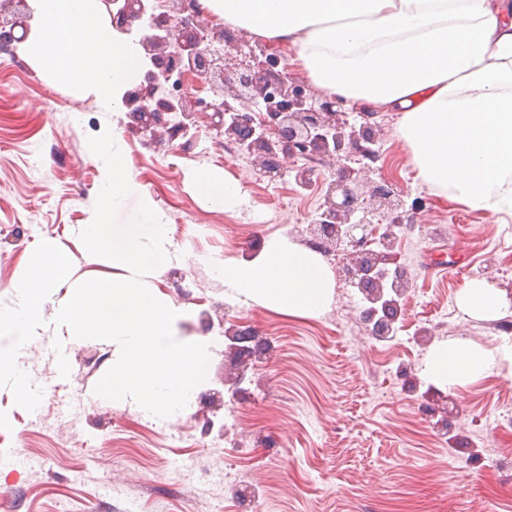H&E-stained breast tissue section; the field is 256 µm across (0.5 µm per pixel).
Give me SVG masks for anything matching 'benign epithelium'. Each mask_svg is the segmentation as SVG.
Masks as SVG:
<instances>
[{
    "label": "benign epithelium",
    "mask_w": 512,
    "mask_h": 512,
    "mask_svg": "<svg viewBox=\"0 0 512 512\" xmlns=\"http://www.w3.org/2000/svg\"><path fill=\"white\" fill-rule=\"evenodd\" d=\"M18 11L0 13V51L16 55L37 25L29 0H14ZM107 28L130 34L137 22L146 26L140 44L149 60L142 79L127 92L125 103L135 104L132 128L147 141L172 144L196 138L199 121L209 114L208 133L238 145L251 157L262 177L281 176V156L305 155L340 161L352 156L373 159L368 145L380 129L347 119L345 100L338 95L316 96L288 78L279 68L274 48L251 45L235 38L224 24L201 20V0H97ZM235 55L233 67L226 59ZM176 64L182 82L178 92L165 89L168 67ZM321 219L307 225L308 244L320 253L343 251L340 276L360 287L374 289L363 314L373 333L393 331L397 298L412 286L396 252L395 224L409 221L404 189L381 176L364 179L358 170L341 165L328 183H321ZM225 334L240 343L255 339L252 329L239 322Z\"/></svg>",
    "instance_id": "benign-epithelium-1"
}]
</instances>
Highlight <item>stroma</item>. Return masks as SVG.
Returning <instances> with one entry per match:
<instances>
[{"label":"stroma","mask_w":512,"mask_h":512,"mask_svg":"<svg viewBox=\"0 0 512 512\" xmlns=\"http://www.w3.org/2000/svg\"><path fill=\"white\" fill-rule=\"evenodd\" d=\"M376 121V166L407 190L416 227L399 245L414 282L389 340L347 331L339 308L364 295L340 279L315 318L225 300L213 262L251 256L276 235L304 243L318 217L320 189L293 182L297 158L271 182L207 133L187 147H159L123 128L134 178L184 251L152 286L187 311L184 334L200 335L202 315L227 314L249 321L268 347L233 386L236 359L221 345L195 409L162 422L95 394L112 362L105 341L67 345L65 379L55 350L34 343L38 408L16 405L0 387V450L23 454L16 469H0V512H512V479L500 468L512 460V378L495 368L451 387L424 373L432 342L463 337L492 350L512 337V325L456 304L464 284L483 277L512 303V214L483 216L439 197L415 178L400 114L382 111ZM120 122L25 53L0 56L1 305H11L12 283L43 240L73 255L60 296L89 273L112 274L76 234L94 214L101 177L81 145ZM216 168L244 184L234 214L204 208L191 190V170ZM240 440L248 453L232 450ZM201 461L218 478L177 476L178 465Z\"/></svg>","instance_id":"35a3bbf8"}]
</instances>
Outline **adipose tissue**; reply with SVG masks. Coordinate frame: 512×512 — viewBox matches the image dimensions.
I'll use <instances>...</instances> for the list:
<instances>
[{"label": "adipose tissue", "mask_w": 512, "mask_h": 512, "mask_svg": "<svg viewBox=\"0 0 512 512\" xmlns=\"http://www.w3.org/2000/svg\"><path fill=\"white\" fill-rule=\"evenodd\" d=\"M225 27L289 50L327 94L402 115L417 177L471 211L512 212V0H202ZM38 18L26 47L52 74L86 86L120 111L144 67L137 35L109 31L94 0H31ZM189 181L211 210L245 202L228 172ZM227 299L288 316L317 317L331 304L332 273L317 252L279 235L252 258L215 267ZM466 314L512 315L488 279L465 283ZM497 366L512 370V340L492 350L437 344L428 373L455 383Z\"/></svg>", "instance_id": "ef3b65f1"}]
</instances>
